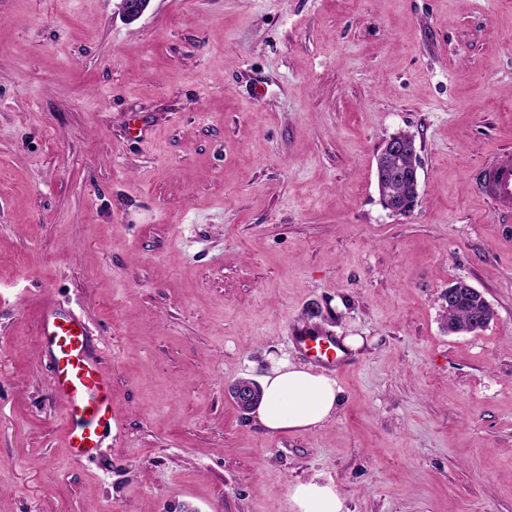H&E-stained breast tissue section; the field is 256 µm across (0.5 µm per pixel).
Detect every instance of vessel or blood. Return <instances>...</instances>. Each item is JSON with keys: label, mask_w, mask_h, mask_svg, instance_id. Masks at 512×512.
Listing matches in <instances>:
<instances>
[{"label": "vessel or blood", "mask_w": 512, "mask_h": 512, "mask_svg": "<svg viewBox=\"0 0 512 512\" xmlns=\"http://www.w3.org/2000/svg\"><path fill=\"white\" fill-rule=\"evenodd\" d=\"M479 196L504 217L512 215V152H499L486 163ZM39 346L50 358L52 386L68 414L62 446L74 457L96 455L112 432V376L103 365V352L92 343L86 326L75 314L60 313L44 301ZM294 346L324 367L341 370L348 364L343 346L328 333L299 330Z\"/></svg>", "instance_id": "obj_1"}]
</instances>
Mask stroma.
<instances>
[{"label": "stroma", "instance_id": "obj_1", "mask_svg": "<svg viewBox=\"0 0 512 512\" xmlns=\"http://www.w3.org/2000/svg\"><path fill=\"white\" fill-rule=\"evenodd\" d=\"M414 135L419 199L375 156ZM512 0H0V512H512ZM462 280L496 316L451 334ZM112 372L99 454L37 344L41 298ZM361 338L336 416L269 434L228 389ZM407 157L412 158V164L414 169V180L416 183V194L417 191V152L415 139H405L401 138L397 135H392L387 138L381 148L377 153L375 158V178L376 185L378 189V193L380 199L384 201L388 207V210L396 215L409 216L407 214L412 213L416 206L417 197L413 195L414 191L411 189V183L413 179V171L409 174L402 175L400 178L396 179L394 182V199L391 201V207L393 208H413L408 211H400L393 209L389 206V203L386 200V195L390 194L388 189V182L386 177L382 174L383 168L387 165L388 161L404 159ZM479 196L500 216L512 215V152H499L486 163ZM293 345L303 350L324 367L343 370L348 364L347 353L343 346L327 332L299 330L292 336ZM293 512H344V499L337 487L315 481L299 482L289 488Z\"/></svg>", "mask_w": 512, "mask_h": 512}]
</instances>
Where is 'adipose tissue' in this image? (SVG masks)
Wrapping results in <instances>:
<instances>
[{"label":"adipose tissue","instance_id":"adipose-tissue-1","mask_svg":"<svg viewBox=\"0 0 512 512\" xmlns=\"http://www.w3.org/2000/svg\"><path fill=\"white\" fill-rule=\"evenodd\" d=\"M261 388L258 420L271 434L319 428L335 415L340 402L336 380L286 358L272 363ZM289 497L294 512H344L343 496L331 484L299 482L290 487Z\"/></svg>","mask_w":512,"mask_h":512}]
</instances>
